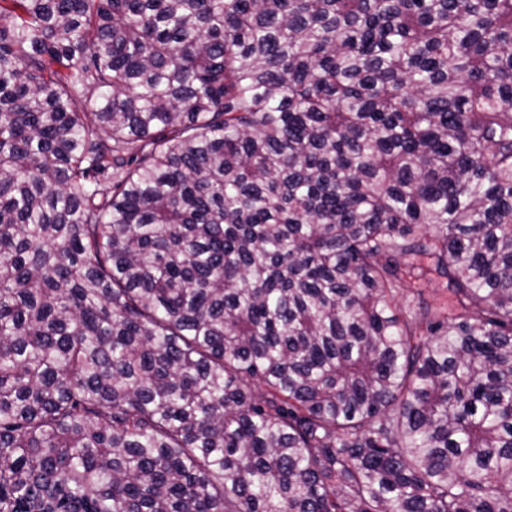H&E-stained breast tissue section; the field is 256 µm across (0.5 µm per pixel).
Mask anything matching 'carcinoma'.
<instances>
[{
    "mask_svg": "<svg viewBox=\"0 0 512 512\" xmlns=\"http://www.w3.org/2000/svg\"><path fill=\"white\" fill-rule=\"evenodd\" d=\"M0 512H512V0H0ZM417 291H421L429 300L437 302H446L448 300V291L445 288V281L434 275H428L421 279L412 280L408 284L403 294L399 295L400 303L404 304L405 300L411 297Z\"/></svg>",
    "mask_w": 512,
    "mask_h": 512,
    "instance_id": "cac0c4a2",
    "label": "carcinoma"
}]
</instances>
